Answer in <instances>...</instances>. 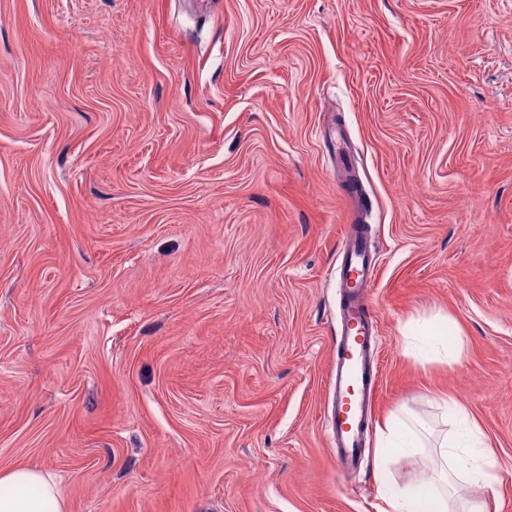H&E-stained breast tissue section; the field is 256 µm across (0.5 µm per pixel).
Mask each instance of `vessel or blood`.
<instances>
[{"label":"vessel or blood","mask_w":512,"mask_h":512,"mask_svg":"<svg viewBox=\"0 0 512 512\" xmlns=\"http://www.w3.org/2000/svg\"><path fill=\"white\" fill-rule=\"evenodd\" d=\"M376 259L367 225H352L341 253L336 281L341 290L336 369L329 376L333 413L328 442L336 450L339 477L356 472L363 461L378 385V321L373 313Z\"/></svg>","instance_id":"b4317fda"}]
</instances>
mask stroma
<instances>
[{
  "instance_id": "stroma-1",
  "label": "stroma",
  "mask_w": 512,
  "mask_h": 512,
  "mask_svg": "<svg viewBox=\"0 0 512 512\" xmlns=\"http://www.w3.org/2000/svg\"><path fill=\"white\" fill-rule=\"evenodd\" d=\"M357 218L374 423L438 437L460 399L512 512V0H0V469L67 512H379L433 481L426 447L379 482L373 436L336 473ZM426 320L459 358L415 355ZM367 224H353L341 253L336 288L342 291L336 370L329 375L333 413L328 443L336 448L338 475L347 478L363 461L378 385V321L373 314L376 259Z\"/></svg>"
}]
</instances>
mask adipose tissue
<instances>
[{"label": "adipose tissue", "instance_id": "obj_1", "mask_svg": "<svg viewBox=\"0 0 512 512\" xmlns=\"http://www.w3.org/2000/svg\"><path fill=\"white\" fill-rule=\"evenodd\" d=\"M443 404L455 428L437 444L444 465L439 484L389 490L384 512H448L447 488L453 479L489 488L497 483L495 458L477 422L455 397L445 398ZM422 445L418 433L408 425L387 426L375 450L378 472L408 461ZM0 512H64L56 478L23 466L0 470Z\"/></svg>", "mask_w": 512, "mask_h": 512}]
</instances>
